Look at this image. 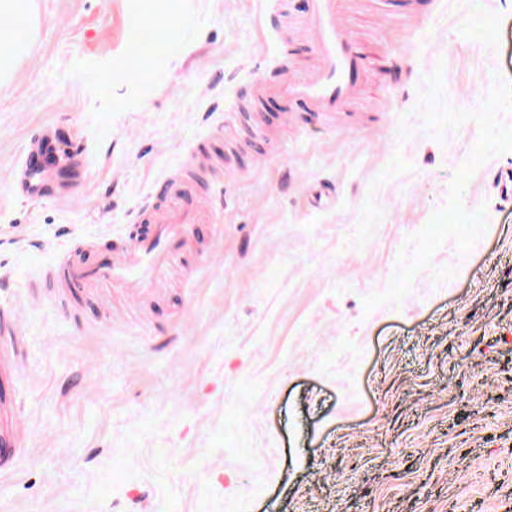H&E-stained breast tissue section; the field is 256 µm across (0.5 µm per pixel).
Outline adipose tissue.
I'll return each mask as SVG.
<instances>
[{
	"label": "adipose tissue",
	"mask_w": 512,
	"mask_h": 512,
	"mask_svg": "<svg viewBox=\"0 0 512 512\" xmlns=\"http://www.w3.org/2000/svg\"><path fill=\"white\" fill-rule=\"evenodd\" d=\"M32 3L33 0H0V82L12 76L17 61L27 52V44L15 37L14 25L19 22L36 26ZM124 14L130 25L150 29L154 38L138 54L135 66L104 72L105 81L127 89L126 96L112 100L116 112L146 100L137 84L136 69H149L161 78H170L175 62L181 61L186 51L185 33L194 21L190 0H124Z\"/></svg>",
	"instance_id": "adipose-tissue-1"
}]
</instances>
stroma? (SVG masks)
Returning a JSON list of instances; mask_svg holds the SVG:
<instances>
[{"label": "stroma", "mask_w": 512, "mask_h": 512, "mask_svg": "<svg viewBox=\"0 0 512 512\" xmlns=\"http://www.w3.org/2000/svg\"><path fill=\"white\" fill-rule=\"evenodd\" d=\"M191 50L146 104L102 72L138 50L122 0H34L0 86V306L23 319L30 431L0 512H512V0H347L393 77L343 112L252 82L299 75L303 0H192ZM37 125L51 193L14 195ZM223 188L170 281L58 287L50 245L116 237L185 163Z\"/></svg>", "instance_id": "35a3bbf8"}]
</instances>
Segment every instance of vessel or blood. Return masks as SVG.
<instances>
[{
    "mask_svg": "<svg viewBox=\"0 0 512 512\" xmlns=\"http://www.w3.org/2000/svg\"><path fill=\"white\" fill-rule=\"evenodd\" d=\"M302 33L308 38L315 55V67L302 79H273L253 84L258 98L275 97L304 112L330 114L345 109L358 93L363 77L370 70L369 59L350 39L344 21L343 0H308ZM58 139L31 134L20 160L14 163L18 177L17 196L36 197L42 192V171L36 153L58 147ZM177 175L167 176L143 199L131 224L115 246L101 250L93 237H79L74 249L59 258L55 273L71 288L92 286L124 288L140 298L165 278L171 256L184 244L188 235L211 209V198L170 208L168 197L176 193ZM94 254L93 262L77 259V252ZM17 370L8 352L0 347V477L14 473L16 460L26 444L20 428L21 406L8 385Z\"/></svg>",
    "mask_w": 512,
    "mask_h": 512,
    "instance_id": "1",
    "label": "vessel or blood"
}]
</instances>
